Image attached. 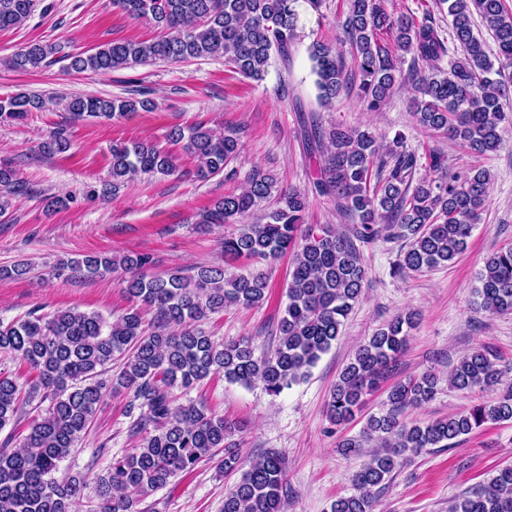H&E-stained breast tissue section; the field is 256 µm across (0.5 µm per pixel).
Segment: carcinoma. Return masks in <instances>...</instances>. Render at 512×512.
<instances>
[{"instance_id":"carcinoma-1","label":"carcinoma","mask_w":512,"mask_h":512,"mask_svg":"<svg viewBox=\"0 0 512 512\" xmlns=\"http://www.w3.org/2000/svg\"><path fill=\"white\" fill-rule=\"evenodd\" d=\"M295 0H112L127 15L153 21L162 35L145 41H112L91 53H62L55 43H28L10 58L17 70L47 66L55 55L78 73L106 74L157 61L222 57L234 72L262 79L272 55L289 61L296 39ZM35 0H0V29L24 23ZM447 9L451 37L460 56L449 57L441 28L428 10L395 15L384 0H347L341 28L353 50V70L345 71L332 46L318 40L310 48L318 98L324 105L351 89L370 112L388 100L411 55L414 89L412 116L422 130L440 133L467 149L486 154L504 145L512 122V82L503 79L512 65V10L505 0H438ZM479 15L497 47L490 58L474 33ZM449 58L448 69L439 67ZM46 101L37 93L0 96V122L19 121L41 112ZM156 109L150 92L130 98L74 97L65 110L78 118L119 120L131 112ZM300 133L308 157L316 160L315 193L333 203L352 221L340 231L330 224H307V194L293 189L279 194L276 206L256 222L224 236V258L271 262L292 254L287 302L270 352L255 355L252 342L220 343L197 322L228 307L262 306L269 293L262 271L231 274L222 266H199L196 273L165 276L148 273L150 255L131 252L119 257L87 254L67 263L76 274L100 276L121 270L122 285L138 306L110 322L98 312L77 309L30 314L22 320H0V353L13 354L34 376L19 384L0 371V430L18 420L24 403L49 402L32 420L18 448L12 438L0 444V512H73L84 481L57 479L59 464L87 433L109 391L132 394L130 409H139L130 433L141 438L137 452L112 460L96 477L97 512H141L151 492L190 472L205 458L224 450V470L245 468L224 495L223 512H287L286 462L277 451L257 458L243 456L230 438L240 426L196 404L175 405L173 389H188L216 375L245 386L255 381L271 395L304 377L341 335L346 320L362 299L367 271L362 246L382 237L403 242L396 270L420 272L446 265L461 254L488 200L490 174L474 169L448 172L445 156L429 152L432 175L413 180L418 159L397 137L385 149L371 133L323 124L313 111L296 104ZM169 138L184 142L202 179L219 175L237 156L238 130L215 132L199 123L176 128ZM70 140L59 129L45 142L49 153L69 151ZM112 181L103 194H114L137 174L170 175L173 157L154 144H112ZM0 187H21L12 163L0 160ZM275 189L272 177L256 171L247 187L229 191L198 214L197 224H236L253 213ZM479 309L512 313V245L492 253L479 273ZM154 312L146 326L142 307ZM416 314L398 315L358 347L330 392L326 411L335 425L352 421L393 371L406 347ZM124 361L119 376L105 379L114 361ZM509 367L481 346L464 355L448 376V387L482 391L506 385L505 393L464 413L428 423L407 424L402 411L433 399L439 378L425 372L390 387L387 404L368 416L361 434L338 445L344 456L360 452L370 441L376 450L351 479L353 492L330 505V512H375L380 493L393 479L406 452L451 448L462 436L487 423L512 421ZM449 512H512V464L495 471L472 492L456 497Z\"/></svg>"}]
</instances>
